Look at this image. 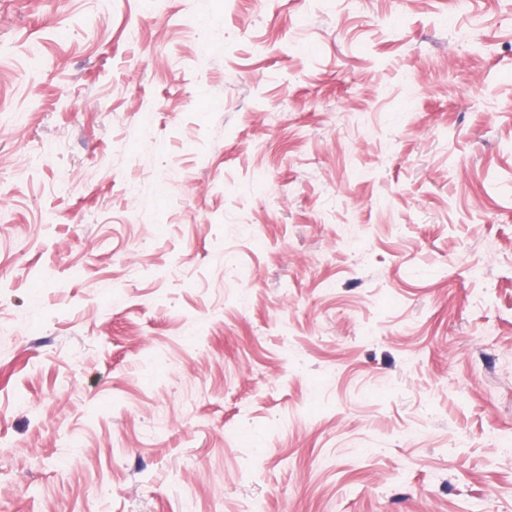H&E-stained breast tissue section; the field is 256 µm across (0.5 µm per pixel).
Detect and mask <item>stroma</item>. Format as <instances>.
Wrapping results in <instances>:
<instances>
[{
	"instance_id": "1",
	"label": "stroma",
	"mask_w": 512,
	"mask_h": 512,
	"mask_svg": "<svg viewBox=\"0 0 512 512\" xmlns=\"http://www.w3.org/2000/svg\"><path fill=\"white\" fill-rule=\"evenodd\" d=\"M512 0H0V512H512Z\"/></svg>"
}]
</instances>
